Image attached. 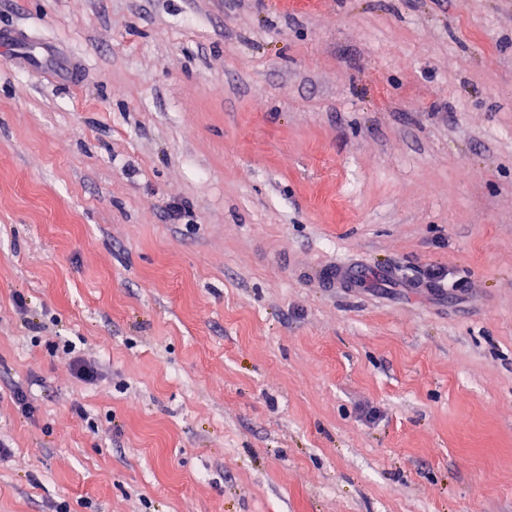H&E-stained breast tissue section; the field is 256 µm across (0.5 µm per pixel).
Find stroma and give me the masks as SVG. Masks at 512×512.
I'll return each mask as SVG.
<instances>
[{"mask_svg": "<svg viewBox=\"0 0 512 512\" xmlns=\"http://www.w3.org/2000/svg\"><path fill=\"white\" fill-rule=\"evenodd\" d=\"M0 28V512H512V0ZM29 44V39L17 31L11 29L0 30V48L2 51H9L14 55L19 65H25L27 56L22 49ZM48 346L52 352L59 351L61 348L63 353L67 355L73 354V356L70 358L71 367L79 380L83 382H92L95 380V367L87 358H85L76 350L77 347L75 344H73L72 341L61 339L59 341H52L48 344Z\"/></svg>", "mask_w": 512, "mask_h": 512, "instance_id": "1", "label": "stroma"}]
</instances>
